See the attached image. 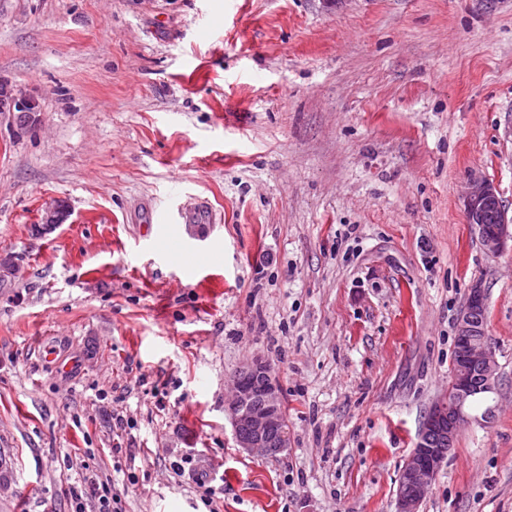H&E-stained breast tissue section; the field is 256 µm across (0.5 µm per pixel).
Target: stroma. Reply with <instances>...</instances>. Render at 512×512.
<instances>
[{"label":"stroma","mask_w":512,"mask_h":512,"mask_svg":"<svg viewBox=\"0 0 512 512\" xmlns=\"http://www.w3.org/2000/svg\"><path fill=\"white\" fill-rule=\"evenodd\" d=\"M0 80L40 103L0 112V512H70L92 474L207 512L185 457L222 512H396L476 281L496 389L418 512H512V251L463 202L481 178L512 213V0H0ZM200 201L199 239L172 217ZM255 356L276 458L227 413ZM228 406L239 448L250 455L273 458L288 449L280 382L270 362L253 357L232 375ZM193 481L196 484V487L201 492V500L204 503L205 506L211 507L208 512H217L218 510L212 507L213 503L216 501V499H220L219 495H224V488L223 486L216 487L213 485L214 479L210 477L207 473H194L193 475Z\"/></svg>","instance_id":"35a3bbf8"}]
</instances>
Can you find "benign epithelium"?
Listing matches in <instances>:
<instances>
[{"instance_id":"benign-epithelium-1","label":"benign epithelium","mask_w":512,"mask_h":512,"mask_svg":"<svg viewBox=\"0 0 512 512\" xmlns=\"http://www.w3.org/2000/svg\"><path fill=\"white\" fill-rule=\"evenodd\" d=\"M0 112L23 114L29 127L38 122L39 103L31 95L16 93L0 81ZM467 222L474 225L486 252L499 254L512 242V215L502 206L494 188L484 180L470 182L464 198ZM498 211V223L487 230L484 217ZM486 304L485 290L480 284L470 289L465 311L460 316L454 355V388L448 397L437 401L428 412L421 435L406 460L398 481L397 512H417V508L434 484L447 460L461 425L469 420L467 408L471 392L465 381L479 371L484 389L495 390L497 362L480 318L472 308ZM232 398L228 406L238 447L250 455L273 458L288 449L280 382L270 362L253 357L232 375ZM428 434L448 441L446 448H430Z\"/></svg>"}]
</instances>
